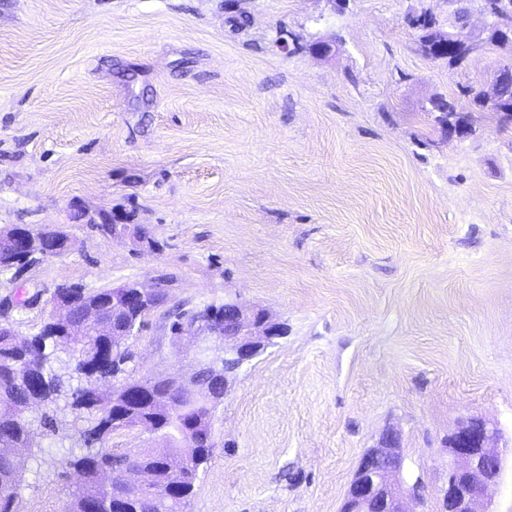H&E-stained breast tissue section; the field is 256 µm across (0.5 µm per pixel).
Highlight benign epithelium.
<instances>
[{"instance_id": "benign-epithelium-1", "label": "benign epithelium", "mask_w": 512, "mask_h": 512, "mask_svg": "<svg viewBox=\"0 0 512 512\" xmlns=\"http://www.w3.org/2000/svg\"><path fill=\"white\" fill-rule=\"evenodd\" d=\"M441 139L462 138L471 131L469 116L460 112L431 113ZM117 308L144 309L148 299L160 300L159 290L146 289L136 283L117 286ZM287 328L273 321L261 309H248L232 303V318L220 323L210 308L192 309L186 325L177 329V337L195 347L197 369L188 380L177 375L156 382L179 388L197 396L210 393L200 379L206 371L218 383L229 386V379L243 366L259 357L275 340L284 337ZM222 344L211 345L212 339ZM500 431L480 418L460 422L448 434V480L444 489L445 512H492L490 506L500 490L508 447L498 446ZM404 456L399 434L389 432L380 445L367 449L361 456L339 512H409L404 506L402 471Z\"/></svg>"}]
</instances>
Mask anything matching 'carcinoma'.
Wrapping results in <instances>:
<instances>
[{
  "label": "carcinoma",
  "mask_w": 512,
  "mask_h": 512,
  "mask_svg": "<svg viewBox=\"0 0 512 512\" xmlns=\"http://www.w3.org/2000/svg\"><path fill=\"white\" fill-rule=\"evenodd\" d=\"M490 17L512 30V0H484ZM426 43L439 32L435 14L426 9L408 20ZM32 231L36 255L63 247L64 242L48 227L23 226ZM63 301L82 326L84 336L65 335L48 315L39 331L21 336L9 326L0 327V512H19V490L24 460L33 455L32 407H54L66 398L76 413L75 447L83 452L70 462L79 475L63 512H86L95 504L100 512H187L197 473L209 459L205 445L214 401L185 393L169 395L151 380H134L136 401L121 400L119 389H100L125 372L129 353L120 349L121 337L112 335V289L87 291L76 284L55 289L53 303ZM83 383L74 387L71 381ZM149 424L168 442L165 452L155 448L116 451L108 446L112 433ZM127 466L150 470L155 481L147 486L114 489L100 481L103 466Z\"/></svg>",
  "instance_id": "1"
}]
</instances>
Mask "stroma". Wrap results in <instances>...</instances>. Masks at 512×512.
<instances>
[{"label":"stroma","instance_id":"1","mask_svg":"<svg viewBox=\"0 0 512 512\" xmlns=\"http://www.w3.org/2000/svg\"><path fill=\"white\" fill-rule=\"evenodd\" d=\"M447 0H0V228L64 230L72 251L0 299L36 333L58 285L165 283L134 378L191 375L169 311L235 300L288 327L213 413L189 512H339L362 454L394 431L409 512H441L444 442L468 418L512 444V123L472 109L512 44L457 66L408 16ZM249 22L237 26L239 15ZM340 43L321 59L308 47ZM435 95L471 108L440 140ZM144 225L140 251L94 229ZM34 434L20 512H60L75 414Z\"/></svg>","mask_w":512,"mask_h":512}]
</instances>
